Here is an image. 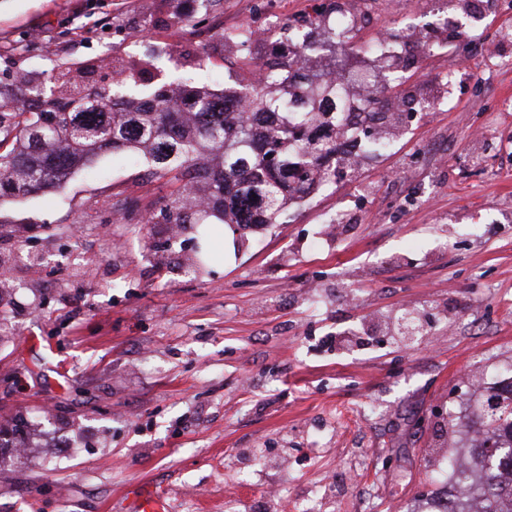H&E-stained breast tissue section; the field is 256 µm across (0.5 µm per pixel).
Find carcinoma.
<instances>
[{
    "mask_svg": "<svg viewBox=\"0 0 512 512\" xmlns=\"http://www.w3.org/2000/svg\"><path fill=\"white\" fill-rule=\"evenodd\" d=\"M335 59L356 74V47L324 29ZM288 58L270 60L269 82L252 83L256 62L242 59L236 87L213 91L177 75L151 95L156 65L147 59L116 67L112 83L89 82L98 64L52 69L43 81L15 75L0 86V203L65 188L77 169L105 150H136L149 172L170 187L159 214L169 224H236L242 230L279 224L289 205L317 190L314 168L336 155L341 113L336 86L318 79L290 84L307 39L288 36ZM127 112H115L118 100ZM485 428L483 444L451 472L469 487L479 512H512V377L485 388L459 418Z\"/></svg>",
    "mask_w": 512,
    "mask_h": 512,
    "instance_id": "carcinoma-1",
    "label": "carcinoma"
}]
</instances>
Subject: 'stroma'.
<instances>
[{
    "label": "stroma",
    "instance_id": "stroma-1",
    "mask_svg": "<svg viewBox=\"0 0 512 512\" xmlns=\"http://www.w3.org/2000/svg\"><path fill=\"white\" fill-rule=\"evenodd\" d=\"M346 2L0 0V79L152 53L187 73L205 54L220 90L267 57L221 32ZM436 2L364 0L353 31L401 48L390 95L417 101L387 149L283 223L220 226L202 270L195 225L158 219L168 189L132 152L0 205V421L38 441L0 450V512H125L133 485L172 512H282L324 484L321 512H414L450 488L451 417L473 377L512 369V0L444 29ZM407 308L430 319L413 344Z\"/></svg>",
    "mask_w": 512,
    "mask_h": 512
}]
</instances>
